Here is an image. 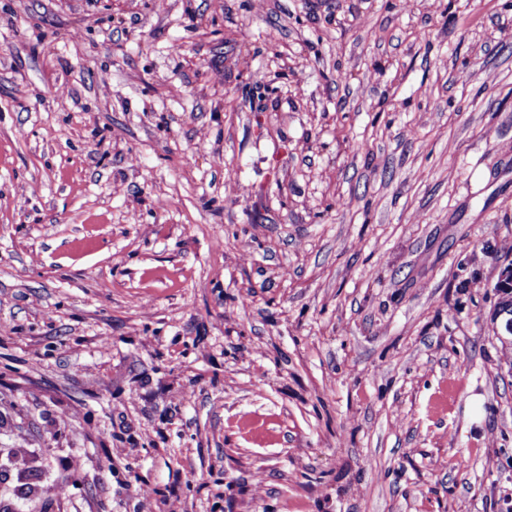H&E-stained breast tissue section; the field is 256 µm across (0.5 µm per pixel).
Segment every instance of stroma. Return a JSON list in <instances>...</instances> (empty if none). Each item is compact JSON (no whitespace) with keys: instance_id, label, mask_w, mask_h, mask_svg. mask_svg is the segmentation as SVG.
Instances as JSON below:
<instances>
[{"instance_id":"stroma-1","label":"stroma","mask_w":512,"mask_h":512,"mask_svg":"<svg viewBox=\"0 0 512 512\" xmlns=\"http://www.w3.org/2000/svg\"><path fill=\"white\" fill-rule=\"evenodd\" d=\"M507 240L512 0H0V512H507Z\"/></svg>"}]
</instances>
